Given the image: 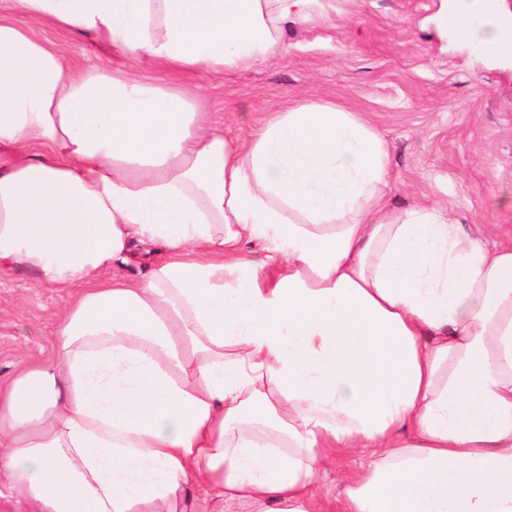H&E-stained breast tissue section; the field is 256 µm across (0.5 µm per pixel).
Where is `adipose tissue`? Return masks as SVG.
Returning <instances> with one entry per match:
<instances>
[{
	"label": "adipose tissue",
	"mask_w": 512,
	"mask_h": 512,
	"mask_svg": "<svg viewBox=\"0 0 512 512\" xmlns=\"http://www.w3.org/2000/svg\"><path fill=\"white\" fill-rule=\"evenodd\" d=\"M322 0H0V272L72 300L0 384V484L29 512H512V246L447 209L389 210L385 143L291 101L247 143L196 94L76 67L32 26L221 75ZM454 39L512 57L493 0ZM144 258L142 279L113 268Z\"/></svg>",
	"instance_id": "ef3b65f1"
}]
</instances>
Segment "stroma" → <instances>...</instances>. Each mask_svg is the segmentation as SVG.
Masks as SVG:
<instances>
[{
  "instance_id": "stroma-1",
  "label": "stroma",
  "mask_w": 512,
  "mask_h": 512,
  "mask_svg": "<svg viewBox=\"0 0 512 512\" xmlns=\"http://www.w3.org/2000/svg\"><path fill=\"white\" fill-rule=\"evenodd\" d=\"M329 16L289 28L287 51L218 77L131 66L158 86L200 87L214 123L249 140L288 99L333 102L365 121L390 151V210L438 204L470 232L512 244V60L485 66L447 49L427 18L442 0H325ZM35 36L65 48L68 64L106 56L91 39L44 23ZM66 289L27 271L0 275V383L24 363L53 354Z\"/></svg>"
}]
</instances>
